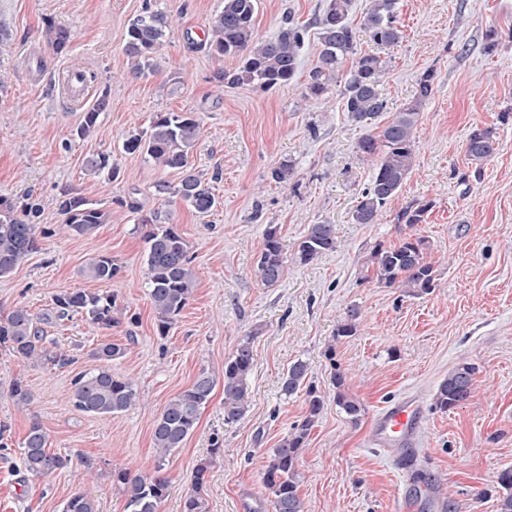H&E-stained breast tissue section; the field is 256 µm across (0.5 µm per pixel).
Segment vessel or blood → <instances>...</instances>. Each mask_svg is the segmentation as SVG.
Listing matches in <instances>:
<instances>
[{"instance_id":"1","label":"vessel or blood","mask_w":512,"mask_h":512,"mask_svg":"<svg viewBox=\"0 0 512 512\" xmlns=\"http://www.w3.org/2000/svg\"><path fill=\"white\" fill-rule=\"evenodd\" d=\"M424 413L420 398L402 396L390 401L373 420L370 446L386 452L400 470L413 473L418 465L416 448Z\"/></svg>"}]
</instances>
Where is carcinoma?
<instances>
[{"label": "carcinoma", "instance_id": "carcinoma-1", "mask_svg": "<svg viewBox=\"0 0 512 512\" xmlns=\"http://www.w3.org/2000/svg\"><path fill=\"white\" fill-rule=\"evenodd\" d=\"M352 0H330L326 10L316 20L320 29L318 62L310 72V81L304 98L319 97L344 74L343 106L355 123L369 128L357 145L360 157L371 162L372 176L364 187L361 200L352 215L356 224H375L382 208L402 188L415 163L414 135L422 109L431 97L435 80L434 71H426L419 80L412 101L397 112L387 113V103L378 86L385 74V62L376 54L356 56L357 34L349 20ZM257 0H224L223 8L209 21L211 53L222 57H237L239 65L233 71L217 73L216 80L228 85H249L270 90L289 85L294 79L304 45L306 27L288 21L279 34L268 40L259 39L254 31ZM397 0H371L364 17V29L378 46L391 47L402 38L396 20ZM168 23L159 12L145 8L130 22L125 34V53L138 74L152 66L153 55L166 36ZM49 40L57 52L69 45L68 29L47 23ZM349 71L342 72L346 62ZM108 105L107 93H102L96 104L83 113L76 129L79 137L88 136L97 125L99 115ZM201 123L193 112H158L152 118L149 131L133 134L123 148L128 153H142L155 163L180 174L176 186H155L157 195L171 203L185 202L198 214L210 213L216 205L211 187L189 166V153L199 140ZM498 147L492 128H475L465 143L466 156L478 166L491 158ZM93 172L105 171L112 178L119 170L112 157L99 153L86 160ZM294 174V163L282 161L271 172L278 183L289 182ZM432 208L429 201L414 203L398 214V222L410 228L425 222ZM15 206L0 199V277L11 273L36 249L40 235L48 229L40 227L35 219L41 214V204L23 205L24 218L14 214ZM63 216V228L76 237H90L98 226L106 223L108 214L82 196L67 191L61 193L58 204ZM146 264L149 298L157 313L158 331L165 335L175 316L186 306L195 288V273L189 244L175 224L154 213L151 230L145 234ZM337 247L333 224H311L296 244L295 260L306 264L315 257ZM425 239L409 235L400 243L385 247L376 245L370 263L379 282L388 287L397 286L414 296L429 294L436 288V272L426 261ZM121 266L105 254L95 257L86 273L95 280L111 281L118 277ZM285 272V245L278 225L268 224L263 231V246L257 261V276L272 286ZM60 319L81 313L92 323L109 327L119 321L117 297L112 293L64 292L53 298ZM360 311L347 310L346 318L337 328L339 337L353 336L357 332ZM42 329L24 308H17L0 320V346L35 361H50L60 367L72 363L69 355L50 354L43 346ZM126 348L117 343L100 345L94 355L110 362L124 356ZM254 365L250 342L242 343L235 354L224 362V418L240 419L246 412L247 377ZM308 365L302 360L294 362L282 379V394L290 397L306 387L307 412L295 423L277 448L272 450L264 468L263 483L270 491L272 512H303L298 493L297 470L301 448L305 447L311 429L318 421L324 402L316 389L305 385ZM475 367L460 363L438 385L435 407L448 411L460 406L471 395ZM332 384L336 388V403L353 423L360 420L363 406L346 391V374L334 369ZM215 382L206 371H201L193 384L170 400L154 425L153 441L159 454L183 446L194 431L201 409L208 403ZM138 398V386L132 378L112 375L107 367L81 373L73 381L70 405L77 411L112 416L130 408ZM47 439L42 427L34 423L22 443L25 470L33 475H47L64 467L67 460L46 448ZM157 466L150 476H131L126 471L112 474V480L124 493L126 512H159L168 490V479ZM208 463L197 465L194 475V493L184 503L183 512H203L200 492L207 483ZM503 493L498 495L497 512H512V469L498 476ZM63 512H98L96 501L78 492L66 501Z\"/></svg>", "mask_w": 512, "mask_h": 512}]
</instances>
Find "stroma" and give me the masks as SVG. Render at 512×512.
<instances>
[{"mask_svg":"<svg viewBox=\"0 0 512 512\" xmlns=\"http://www.w3.org/2000/svg\"><path fill=\"white\" fill-rule=\"evenodd\" d=\"M370 0H352L358 54L386 63L379 92L389 111L413 100L426 70L437 79L414 135L415 166L374 224L352 214L372 169L356 151L363 126L342 107V84L304 99L318 55L317 27L329 0H258L255 33L276 36L286 18L306 25L308 38L291 85L264 91L218 83L236 59L218 57L203 43L223 0H0V197L15 205L39 201L48 236L11 274L0 277V318L22 307L38 321L51 351L73 356L60 367L0 346V512H63L83 492L99 512H125L113 471L169 479L160 512H183L193 472L209 461L202 493L205 512H272L262 473L273 448L306 413V395L285 396L281 383L295 361L308 364L309 383L324 409L298 459V492L305 512H396L404 491L395 464L368 444L375 414L412 391L427 402L419 453L425 466L413 480L414 512H497L499 474L512 469V0H399L400 42L377 46L363 31ZM172 24L150 71L134 74L124 52L129 22L143 9ZM67 28L66 52L52 47L47 22ZM497 29L499 49L484 53L485 33ZM95 74L83 90L74 69ZM108 99L94 132L75 130L99 96ZM196 113L202 133L190 153L196 173L218 205L195 213L183 202L164 205L157 183H177L175 171L124 151L158 112ZM493 128L497 153L471 164L465 140L474 127ZM108 153L118 178L86 167ZM293 160V179L274 182L272 168ZM85 197L109 214L89 238L61 227L56 199ZM138 203L137 211L117 199ZM433 208L415 229L398 213L413 202ZM167 210L188 241L196 287L167 335L147 288L143 222ZM336 227L338 247L306 264L287 260L275 285L256 275L266 225L276 224L294 248L311 224ZM426 240L434 291L422 297L380 284L370 255L376 244H398L408 233ZM122 268L109 282L87 277L97 255ZM110 292L123 310L111 327L83 315L58 318L53 298L63 292ZM358 307L357 332L337 337L349 307ZM126 346L113 360L119 377L134 378L139 399L111 417L90 416L69 404L72 383L98 362L104 342ZM250 342L254 366L247 409L224 419V363ZM477 372L468 401L442 411L433 400L439 382L459 363ZM348 376V391L365 412L351 423L336 404L333 367ZM215 387L182 448L159 457L153 428L165 405L200 372ZM23 381L31 400L10 395ZM39 423L50 452L67 465L36 476L23 466L22 443ZM96 460L86 473L82 458Z\"/></svg>","mask_w":512,"mask_h":512,"instance_id":"stroma-1","label":"stroma"}]
</instances>
